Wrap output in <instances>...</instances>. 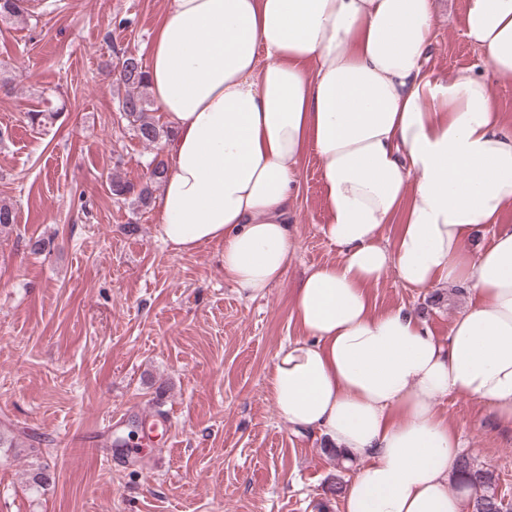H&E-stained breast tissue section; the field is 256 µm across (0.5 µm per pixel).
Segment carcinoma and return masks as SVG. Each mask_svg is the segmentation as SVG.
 <instances>
[{
  "mask_svg": "<svg viewBox=\"0 0 512 512\" xmlns=\"http://www.w3.org/2000/svg\"><path fill=\"white\" fill-rule=\"evenodd\" d=\"M23 0H0V21L4 22L24 12ZM126 64L115 74V81L126 87V94L119 101L121 112L134 128L137 137L145 144L157 146L168 131L159 126L149 115L150 100L147 96L146 74L143 63ZM167 171V163L162 159H154L151 163L148 182L140 188L112 176L108 177V188L113 195L124 197L130 194L146 205L151 199V187L163 181ZM456 470L459 473L458 483L474 489L471 501L472 512H512V497L499 490L493 474L478 466L470 458L462 456L458 459Z\"/></svg>",
  "mask_w": 512,
  "mask_h": 512,
  "instance_id": "1",
  "label": "carcinoma"
}]
</instances>
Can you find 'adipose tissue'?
Here are the masks:
<instances>
[{
  "label": "adipose tissue",
  "mask_w": 512,
  "mask_h": 512,
  "mask_svg": "<svg viewBox=\"0 0 512 512\" xmlns=\"http://www.w3.org/2000/svg\"><path fill=\"white\" fill-rule=\"evenodd\" d=\"M434 33L432 0H168L146 68L174 131L160 236L180 251L221 244L245 298L288 266L299 159L315 149L339 259L302 280L304 336L276 352L269 383L289 425L358 464L344 512H463L441 398L487 401L512 424V229L498 227L512 123L482 73L426 68ZM465 34L512 83V0H469ZM389 272L418 291L468 288L446 339L414 310L371 307Z\"/></svg>",
  "instance_id": "adipose-tissue-1"
}]
</instances>
